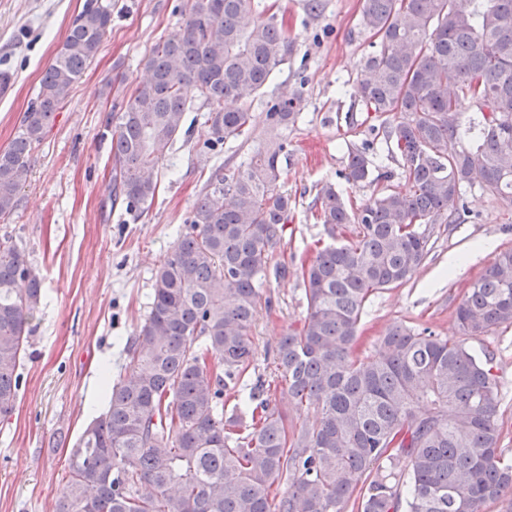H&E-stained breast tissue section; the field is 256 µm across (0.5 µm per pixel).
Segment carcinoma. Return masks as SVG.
<instances>
[{
	"label": "carcinoma",
	"mask_w": 512,
	"mask_h": 512,
	"mask_svg": "<svg viewBox=\"0 0 512 512\" xmlns=\"http://www.w3.org/2000/svg\"><path fill=\"white\" fill-rule=\"evenodd\" d=\"M112 22L87 0L47 67L8 149L0 151V219L17 206L27 160L68 101ZM380 37L364 61L362 102L390 114L385 142L401 159L360 205L332 182L314 205L330 236L297 271L307 310L282 337L276 368L298 407L316 419L288 426L271 385L257 377L249 406L224 416V392L254 359L252 327L295 199L282 189L288 129L299 91L266 103V137L229 173L215 169L154 274L147 314L131 337L125 375L105 372V412L71 448L54 512H512V460L500 448L498 380L489 351L467 345L512 326V249L471 282L455 310L457 338L396 323L359 349L370 297L409 281L428 254L427 224L465 186L512 202V0H363ZM293 45L266 6L188 0L182 32L144 57L146 77L105 128L110 194L134 214L152 205L154 171L184 131L189 91L206 109L213 146L243 135L250 101ZM476 106L465 123L459 99ZM241 107L224 109V100ZM372 161L349 153L345 179L366 181ZM42 298V280L0 238V416L10 415L18 369ZM404 467L397 468L398 463ZM288 476V490L270 498Z\"/></svg>",
	"instance_id": "carcinoma-1"
}]
</instances>
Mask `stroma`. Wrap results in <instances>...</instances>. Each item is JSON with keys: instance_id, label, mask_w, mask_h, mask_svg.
Listing matches in <instances>:
<instances>
[{"instance_id": "obj_1", "label": "stroma", "mask_w": 512, "mask_h": 512, "mask_svg": "<svg viewBox=\"0 0 512 512\" xmlns=\"http://www.w3.org/2000/svg\"><path fill=\"white\" fill-rule=\"evenodd\" d=\"M278 2L293 52L254 98L253 124L217 152L202 113L187 112V132L158 167V191L149 211L133 218L111 203L107 114L145 75L142 58L163 38L178 34L186 0H107L112 22L99 50L31 152L19 205L0 220L42 279L43 298L19 368L15 409L0 418V512H53L69 452L105 405L103 368L120 371L125 347L152 297L153 274L216 167L247 161L261 144L266 102L302 90L304 110L289 130L282 182L296 200L277 263L286 277L266 290L253 328L257 375L279 380L277 344L306 314L304 285L296 275L328 232L313 206L318 184L336 183L360 203L376 185L347 183L349 151L374 149L373 174L398 171L383 142V115L366 111L358 84L363 59L379 37L361 24L363 0H323L320 15L306 0H254L255 9ZM84 0H0V71L12 80L0 93V151L15 138L35 97L42 72L62 45ZM470 213L461 224L430 225L429 253L410 281L375 294L360 332L369 347L394 324L457 334L454 311L471 281L512 248V202L467 190ZM494 250L481 251L484 242ZM500 383L501 446L512 458V326L484 337Z\"/></svg>"}]
</instances>
